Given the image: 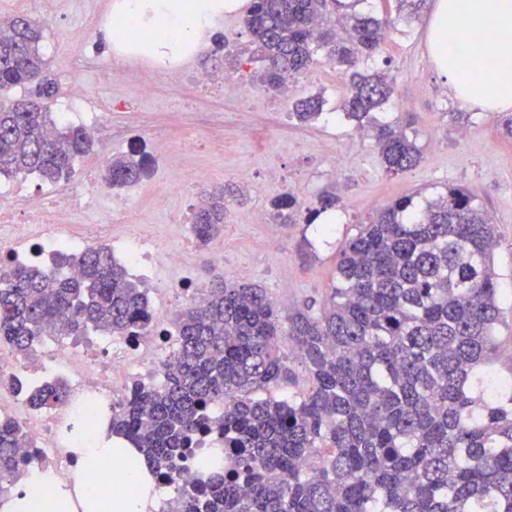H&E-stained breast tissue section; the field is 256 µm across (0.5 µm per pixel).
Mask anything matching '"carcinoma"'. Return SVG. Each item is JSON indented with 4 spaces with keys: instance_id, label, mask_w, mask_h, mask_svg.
Returning <instances> with one entry per match:
<instances>
[{
    "instance_id": "cac0c4a2",
    "label": "carcinoma",
    "mask_w": 512,
    "mask_h": 512,
    "mask_svg": "<svg viewBox=\"0 0 512 512\" xmlns=\"http://www.w3.org/2000/svg\"><path fill=\"white\" fill-rule=\"evenodd\" d=\"M361 0H253L244 18L278 90L323 55L349 79L344 117L372 134L391 174L421 159L417 134L373 113L388 103L393 79L367 68L392 31L416 18L424 0H395V12L355 11ZM43 25L18 16L0 30V174L56 183L92 148L80 128L59 126L41 103L55 92L43 74ZM35 85L36 99L11 91ZM317 96L295 104L307 122ZM134 148L106 168L116 188L140 179ZM295 223L296 198L273 204ZM224 224V192L193 217L199 245ZM496 227L469 190L450 185L420 204L394 199L358 225L339 252L336 284L321 302L282 313L266 289L214 276L176 320L175 363L159 387L136 385L112 407V432L139 448L159 484L175 485L176 512H512V364L498 371L503 321L494 253ZM59 264L61 277L15 264L0 275V342L19 351L48 336L92 328L144 336L152 318L147 289L104 247ZM304 367L295 382L283 337ZM28 405L64 402L62 379L19 385ZM217 433L236 453L230 468L182 481L200 438ZM21 429L0 419V481L24 461Z\"/></svg>"
}]
</instances>
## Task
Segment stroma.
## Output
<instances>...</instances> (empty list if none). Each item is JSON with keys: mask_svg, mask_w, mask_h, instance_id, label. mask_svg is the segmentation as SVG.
Returning a JSON list of instances; mask_svg holds the SVG:
<instances>
[{"mask_svg": "<svg viewBox=\"0 0 512 512\" xmlns=\"http://www.w3.org/2000/svg\"><path fill=\"white\" fill-rule=\"evenodd\" d=\"M112 2L89 0L91 26L85 39L67 5H56L43 22L46 59L57 84L48 106L57 108L71 77L79 76L89 91L85 112L100 116V136L92 150L75 161L69 178L57 183L44 184L35 174L5 175L0 182H16L35 193L80 190L88 200L72 215V223L145 224L154 236L175 244L195 239L190 221L198 197L232 188L242 198L229 200L217 236L224 262L215 264L210 248L195 246L188 276L205 281L208 267L217 266L229 280L265 288L284 313L325 297L336 281L340 248L369 214L405 194L432 197L451 185L465 187L487 209L500 234L495 268L504 325L499 340L503 355H512V139L501 133L505 113L473 112L468 122L458 121L460 107L426 49L429 13H422L408 31L392 32L380 55L394 78V94L379 118L411 124L422 152L414 168L390 176L372 140L354 136L353 124L343 119L339 106L349 86L336 69L319 61L292 79L287 97H277L262 82L263 65L239 12L220 19L181 67L237 84L243 96L203 93L190 81L169 79L154 82L150 96L139 95L137 86L153 63L134 56L125 70L114 69L116 55L103 31ZM227 37L235 40L230 61L216 49ZM316 94L324 99V116L314 123L292 118L294 103ZM154 134L166 141L171 171L202 169L207 180L183 195L171 194L162 179L141 180L122 213L103 212L98 195L106 189L104 171L95 168V161L126 154L136 145L150 148ZM288 192L305 210L317 207L320 196H335L332 233L321 235L317 225L302 217L293 224L278 223L271 203Z\"/></svg>", "mask_w": 512, "mask_h": 512, "instance_id": "obj_1", "label": "stroma"}]
</instances>
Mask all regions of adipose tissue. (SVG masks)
I'll return each instance as SVG.
<instances>
[{"label":"adipose tissue","instance_id":"ef3b65f1","mask_svg":"<svg viewBox=\"0 0 512 512\" xmlns=\"http://www.w3.org/2000/svg\"><path fill=\"white\" fill-rule=\"evenodd\" d=\"M245 0H115L120 25L111 27L116 51L156 60L177 61L194 52L200 34L223 15L240 11ZM480 48L482 76L468 62ZM427 50L448 80V91L464 108L482 112L512 111V0H435L427 32ZM74 460L70 481L49 470L30 469L13 493L0 500V512H38L41 503L53 512H95L98 477L113 463L116 479L135 483L129 499L112 498L109 512H154L157 487L138 448L100 430L70 444Z\"/></svg>","mask_w":512,"mask_h":512}]
</instances>
